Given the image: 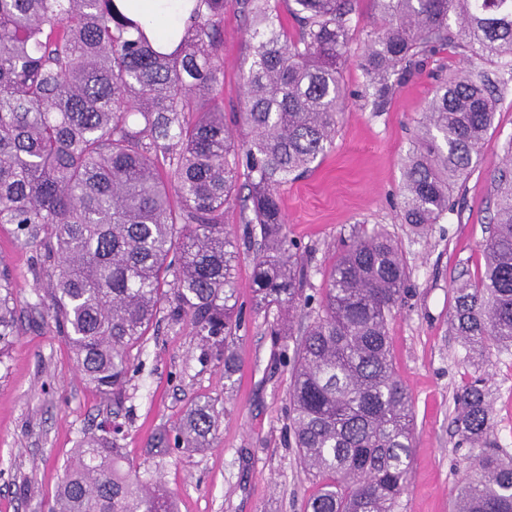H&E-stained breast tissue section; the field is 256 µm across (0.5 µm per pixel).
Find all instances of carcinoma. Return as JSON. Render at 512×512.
Instances as JSON below:
<instances>
[{
	"label": "carcinoma",
	"mask_w": 512,
	"mask_h": 512,
	"mask_svg": "<svg viewBox=\"0 0 512 512\" xmlns=\"http://www.w3.org/2000/svg\"><path fill=\"white\" fill-rule=\"evenodd\" d=\"M293 2L290 35L269 0H237L255 43L236 136L219 89L224 0H186L188 23L171 51L114 0H0V224L16 225L23 247L43 250L57 333L104 395L121 393L129 352L163 303L206 351H225L240 318L239 244L224 230V206L244 188L245 223L260 236L255 311L291 319L312 300L278 190L333 143L357 0ZM374 2L383 26L360 61L373 111L391 101L393 76L441 47H461L471 66L438 88L404 158L401 220L424 232L470 174L505 84L500 70L474 60L505 59L512 76V0ZM493 181L485 269L455 288L448 318L472 355L512 349V142ZM406 282L390 236L358 238L337 257L296 342L290 429L318 484L307 512H396L412 467L413 403L387 336ZM1 288L0 342L13 335L10 282ZM455 402L461 441L479 452L453 512H512V456L492 447L483 380L465 379ZM216 426L213 405L197 403L160 444L202 448ZM52 512L176 506L165 486L123 468L114 442L94 433L71 452Z\"/></svg>",
	"instance_id": "cac0c4a2"
}]
</instances>
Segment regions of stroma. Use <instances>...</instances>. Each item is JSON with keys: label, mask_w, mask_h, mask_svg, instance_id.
<instances>
[{"label": "stroma", "mask_w": 512, "mask_h": 512, "mask_svg": "<svg viewBox=\"0 0 512 512\" xmlns=\"http://www.w3.org/2000/svg\"><path fill=\"white\" fill-rule=\"evenodd\" d=\"M380 27L373 0H358L348 62L339 79L349 97L334 144L304 177L279 190L289 238L307 271V291L324 288L327 273L351 241L376 229L398 244L407 291L389 323L398 377L412 396L413 466L398 512H451L473 455L455 432L454 394L465 375L482 377L492 406V434L512 454V353L490 348L473 362L452 336L453 288L484 270L480 248L495 212L493 176L512 142V81L502 87L488 140L469 177L453 192L448 213L426 236L400 219L403 160L441 81L463 65L460 48L441 49L404 76L384 111H374L358 65ZM248 30L235 0L224 8L225 121L243 101L249 67ZM255 243H244L234 271L243 324L229 344L238 369L207 354L187 322L157 314L130 351L122 400L103 395L77 368L42 300L48 295L42 252L20 248L16 227L0 224V274L12 290L14 334L0 345V512H51L63 464L78 441L118 428L117 446L140 476L162 482L178 512H305L315 492L289 429L292 364L284 337L252 306ZM207 397L220 416L210 448L158 451V434L175 433L194 401Z\"/></svg>", "instance_id": "1"}]
</instances>
